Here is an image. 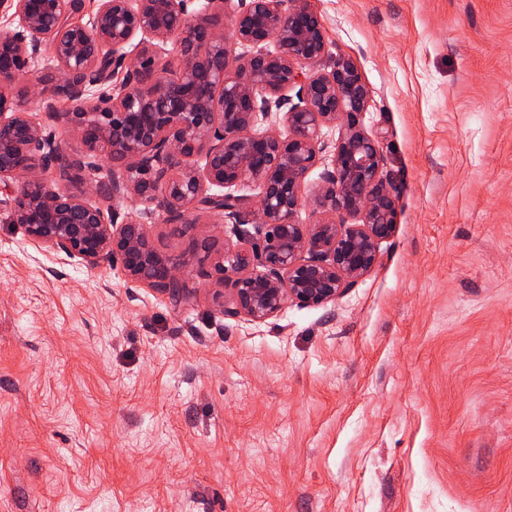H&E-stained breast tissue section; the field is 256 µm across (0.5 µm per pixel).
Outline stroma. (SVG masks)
Returning <instances> with one entry per match:
<instances>
[{
    "label": "stroma",
    "mask_w": 512,
    "mask_h": 512,
    "mask_svg": "<svg viewBox=\"0 0 512 512\" xmlns=\"http://www.w3.org/2000/svg\"><path fill=\"white\" fill-rule=\"evenodd\" d=\"M313 4L399 199L377 264L255 323L216 295L219 213L114 203L177 298L0 222V512H512V0Z\"/></svg>",
    "instance_id": "obj_1"
}]
</instances>
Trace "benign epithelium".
<instances>
[{
  "mask_svg": "<svg viewBox=\"0 0 512 512\" xmlns=\"http://www.w3.org/2000/svg\"><path fill=\"white\" fill-rule=\"evenodd\" d=\"M193 3L98 0L84 22L86 0H0L15 22L0 34V220L91 268L118 257L132 281L173 297L184 291L183 262L160 257L145 225L120 223L112 208L47 183L39 161L61 165V142L5 89L32 75L50 96L79 102L62 118L87 157L106 151L125 163V176L107 182L86 164L98 197L136 196L185 224L200 204L236 225L241 243L224 245L217 264L224 314L263 322L288 302H334L371 271L397 230L398 200L378 142L359 125L370 91L351 58L329 53L311 0H223L231 42L213 32L214 0ZM45 48L54 62L47 73L36 70ZM162 53L172 59L160 63ZM292 86L296 104L284 95ZM273 114L287 135L252 132ZM336 125L325 158L323 130ZM195 155L203 156L201 174L184 164ZM321 160V180L305 198V179ZM245 180L256 187L254 203L235 193ZM306 204L318 222H296Z\"/></svg>",
  "mask_w": 512,
  "mask_h": 512,
  "instance_id": "benign-epithelium-1",
  "label": "benign epithelium"
}]
</instances>
